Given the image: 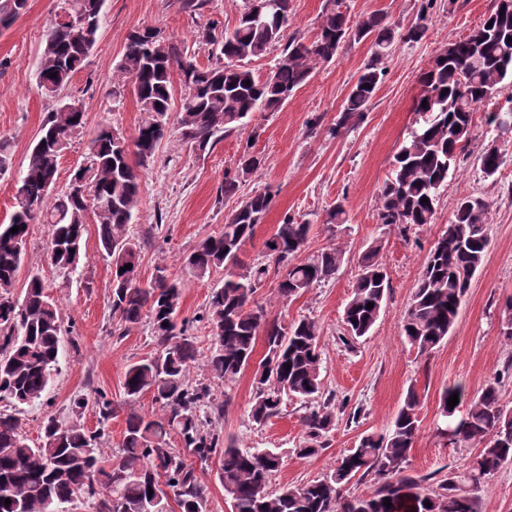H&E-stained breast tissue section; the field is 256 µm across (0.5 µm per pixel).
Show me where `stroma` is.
I'll use <instances>...</instances> for the list:
<instances>
[{"instance_id":"35a3bbf8","label":"stroma","mask_w":512,"mask_h":512,"mask_svg":"<svg viewBox=\"0 0 512 512\" xmlns=\"http://www.w3.org/2000/svg\"><path fill=\"white\" fill-rule=\"evenodd\" d=\"M425 0H342L350 20L380 11L402 27L414 25ZM494 0H434L431 23L418 42L397 44L385 62L386 75L363 118L340 125L342 103L371 56L367 41L347 42L336 57L320 64L307 83L277 111L253 114L248 128L225 134L206 150L184 140L177 114L186 88L173 82L172 107L165 135L153 158L141 168L139 213L131 235L140 246V276L151 281L158 265L184 283L178 320L195 321L202 346L211 343L207 324L198 317L209 305L223 271L205 278L191 276L182 260L202 239L221 234L224 217L232 210L221 189L225 171L234 169L245 148L264 157L262 170L243 182L239 193L269 188L274 200L253 238L241 254L243 263L262 261L264 243L284 217L310 223L308 253L340 245L343 262L336 275L316 284L300 297L283 301L277 296L281 271L271 270L255 294L270 316L282 323L313 318L320 327L324 389L336 396V427L321 453L302 457L295 448L304 436L303 403L284 398L277 417L264 426L249 416L255 390L253 371H245L230 385L213 387L216 402L224 406L222 436L240 448H270L283 465L269 482L273 492L330 475L337 458L355 448L362 433L385 432L400 409L409 388L420 397V430L410 452L413 475L426 477L437 489L451 470L464 468L473 456L470 448H454L436 430L439 398L449 385H465L476 396L487 380L512 364V345L501 336V309L512 298V130L489 127L485 115L512 108V85L503 87L474 120V135L457 172L442 189L434 223L401 235L378 220V190L390 176L395 156L414 125L412 101L419 79L440 49L466 36L491 9ZM60 7L59 0H28L27 9L13 25L0 31V138L12 145L13 167L0 175V224L9 223L15 210L18 181L27 152L41 126L60 100L79 102L85 124L59 160L57 191H66L77 167L84 162L91 139L108 126L133 136L140 121L139 106L129 82H116L115 70L128 35L156 28L170 37L201 69L216 58L202 41L204 28H233L243 0H104L96 43L85 64L59 97L45 95L36 83V69L44 34ZM495 148L502 164L486 176L478 162L487 148ZM483 198L489 205L490 244L486 259L474 275L458 320L445 341L431 354L421 355L402 334L405 312L421 277L427 252L454 217L459 199ZM343 203L347 222L329 233L321 219L327 209ZM50 228L31 225L16 293H23L29 275H39L63 317L59 370L42 400L12 408L0 401V411L16 412L30 441H38L45 415L78 420L85 429L98 427V411L87 405L81 414L71 411L80 395L102 392L116 409L110 420L105 460H113L123 440L128 411L157 412L151 393L127 405L122 382L128 365L155 349L148 322L134 326L123 337L113 336L112 265L102 253L95 224H88L81 241V261L63 274L47 254ZM382 244V262L390 281L380 316L370 335L351 341L343 311L358 277L359 259L372 242Z\"/></svg>"}]
</instances>
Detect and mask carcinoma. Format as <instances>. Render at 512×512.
I'll list each match as a JSON object with an SVG mask.
<instances>
[{
  "label": "carcinoma",
  "instance_id": "1",
  "mask_svg": "<svg viewBox=\"0 0 512 512\" xmlns=\"http://www.w3.org/2000/svg\"><path fill=\"white\" fill-rule=\"evenodd\" d=\"M252 2L244 0L231 36L216 34L213 26L203 33L224 60L207 70L197 68L168 37L151 41L141 30L129 35L117 71L130 79L142 118L132 140L111 128L95 135L86 162L73 178L81 193L70 189L58 193L55 186L59 159L83 127L84 112L78 102L60 104L27 156L15 211L9 223L0 224V401L14 407L39 402L59 365L62 314L41 278L31 276L23 297L14 296L30 225L51 226V262L70 272L79 262L86 224L93 222L100 248L111 258L112 315L117 327L126 333L146 319L156 345L152 355L129 365L124 393L131 403L146 392L153 393L159 413L149 417L130 412L118 455L107 465L101 448L108 442L106 423L115 409L103 393L94 397L97 430L90 432L50 415L41 421L40 442L32 445L20 418L0 412V512H63L62 505L79 496L96 512H168L171 498L179 512H206V489L194 468L170 448L173 436L201 462L222 449L219 478L231 512H480L483 488L512 463V408L502 403L496 378L469 400L460 417L456 416L460 405L449 407L448 398L456 393L464 400L465 387L456 384L443 389L439 414L454 429L450 444L474 448L476 453L464 472L449 471L436 491L424 486V478L408 473L410 451L420 429V399L413 387L386 432L363 434L356 448L337 460L330 475L302 486L269 492V477L282 466L280 454L268 448L242 450L233 443L222 444L215 425L224 406L214 403L209 384L190 380L196 364L226 384L254 367L252 421L262 426L278 416L282 395L298 398L306 411L301 417L305 437L297 454L310 457L326 448L325 437L335 426L336 414L334 398L325 394L321 377L320 327L308 317L289 324L269 318L255 293L273 265L285 269L278 297L287 301L300 296L336 275L344 251L334 245L297 260L310 225L285 217L265 243L271 263L261 261L235 272L244 245L273 203L271 192L257 190L227 213L224 233L200 240L183 260L196 278L225 270L224 283L214 289L208 309L198 317L211 329L210 346L202 349L190 323L177 325L182 281L162 265L149 283H142L139 248L130 233L140 205L137 167L153 158L164 136L173 73H179L190 89L178 116L182 136L204 150L217 134L244 128L252 113L282 107L319 64L336 56L343 43L369 39L371 59L343 102L344 124L363 117L385 76L382 61L395 43L420 40L429 21L423 8L419 23L402 33L380 13L353 23L341 10V0H326L316 37L308 43L290 40L269 75L260 78L243 61L265 56L283 39L290 0H274L275 7L259 18L252 14ZM60 4L72 19L84 20V26L55 20L45 33L36 79L51 96L71 81L92 50L103 0H60ZM26 6L27 0H0V28L10 27ZM505 83L512 84V0H497L477 28L440 50L421 74V89L413 100L414 126L378 192L380 223L405 231L433 223L439 192L473 137L475 113ZM487 123L511 130L512 108L489 113ZM132 153L138 159L136 166L130 162ZM479 161L488 176L502 164L493 148L482 152ZM263 164V157L245 149L234 171L224 173V198L236 196L240 184ZM487 214L488 204L482 198H462L454 218L430 247L402 324L407 341L422 355L444 343L457 321L471 279L488 250ZM322 223L336 232L346 223L344 205L338 202L329 208ZM14 226L18 227L15 233L11 232ZM380 251L381 245L372 244L362 255L361 272L344 311V323L354 339L370 333L390 288ZM127 264L131 268L121 270ZM370 302L373 308L368 309ZM261 333L266 353L255 363ZM501 336L512 343V300L502 310ZM368 475L378 484L373 494H345L352 479ZM7 498L11 504L6 507ZM386 499L391 506L384 505ZM427 502L431 506H425Z\"/></svg>",
  "mask_w": 512,
  "mask_h": 512
}]
</instances>
